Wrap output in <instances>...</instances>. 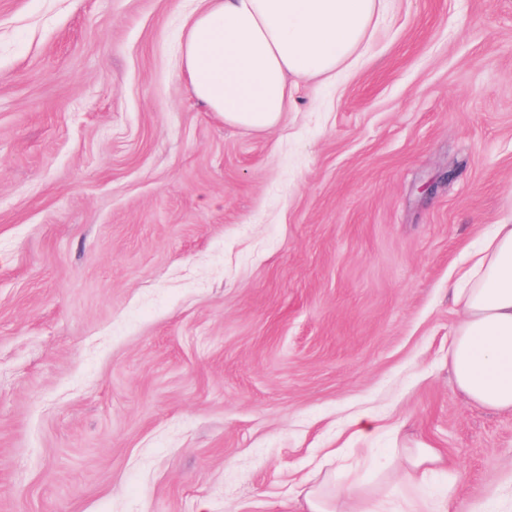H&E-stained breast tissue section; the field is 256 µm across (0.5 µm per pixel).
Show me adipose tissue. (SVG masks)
<instances>
[{"mask_svg":"<svg viewBox=\"0 0 512 512\" xmlns=\"http://www.w3.org/2000/svg\"><path fill=\"white\" fill-rule=\"evenodd\" d=\"M377 13L378 0H201L184 25L179 66L206 111L233 126L271 131L290 108V78H325L351 66ZM460 282L453 296L461 318L448 348L453 380L469 401L512 413V222L492 225ZM393 455L407 489L398 512H447V501L410 490L443 467L453 490L464 472L422 442ZM299 487L300 512H337L340 503L344 512H387L383 497L338 486L330 473Z\"/></svg>","mask_w":512,"mask_h":512,"instance_id":"1","label":"adipose tissue"}]
</instances>
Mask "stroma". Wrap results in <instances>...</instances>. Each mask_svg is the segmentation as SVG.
Wrapping results in <instances>:
<instances>
[{
    "instance_id": "1",
    "label": "stroma",
    "mask_w": 512,
    "mask_h": 512,
    "mask_svg": "<svg viewBox=\"0 0 512 512\" xmlns=\"http://www.w3.org/2000/svg\"><path fill=\"white\" fill-rule=\"evenodd\" d=\"M195 5L0 0V512H293L417 441L450 512L511 500L448 345L512 218V0H381L269 133L195 103Z\"/></svg>"
}]
</instances>
